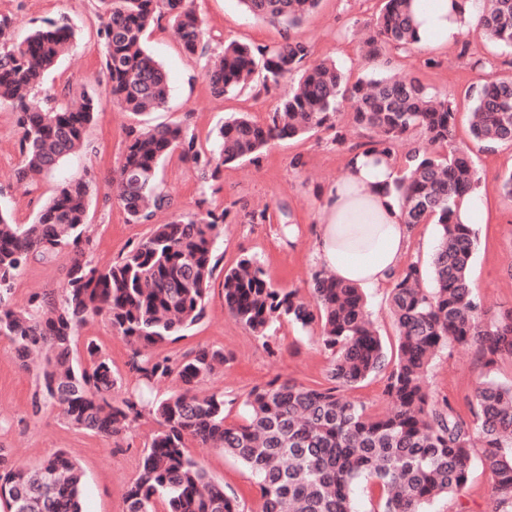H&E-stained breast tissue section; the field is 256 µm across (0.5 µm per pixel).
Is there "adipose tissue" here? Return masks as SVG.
<instances>
[{"label":"adipose tissue","mask_w":512,"mask_h":512,"mask_svg":"<svg viewBox=\"0 0 512 512\" xmlns=\"http://www.w3.org/2000/svg\"><path fill=\"white\" fill-rule=\"evenodd\" d=\"M482 7V0H460L455 7L450 0H412L420 46L453 43L460 27ZM397 177L392 159L360 148L348 157L346 177L324 190L315 256L336 279L379 288L401 269L409 229Z\"/></svg>","instance_id":"obj_1"}]
</instances>
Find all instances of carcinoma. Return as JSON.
I'll return each instance as SVG.
<instances>
[{"mask_svg":"<svg viewBox=\"0 0 512 512\" xmlns=\"http://www.w3.org/2000/svg\"><path fill=\"white\" fill-rule=\"evenodd\" d=\"M382 2L363 49L371 72L351 83L335 61L311 60L310 47L300 41L271 49L231 41L208 56L194 0H99L106 89L134 116L168 101V73L144 42L147 29L163 19L186 55L205 59L203 77L216 97L241 91L257 73L266 89L301 73L297 89L268 123L233 116L219 126L212 151L179 122L129 128L112 180L127 222L151 229L107 267L86 258L91 182L59 184L28 224L14 223L0 209V337L25 368L33 351H46L33 415L55 407L65 425L108 438L121 436L147 414L158 424L125 493L126 512H157L159 501L165 512H244L186 452L190 440L220 448L250 471L259 512H354L352 495L362 481L378 491L371 512H426V505L462 489L477 451L495 475L494 512H512V383L483 381L469 402V420L448 398L432 399L425 386L433 358L454 344L476 347L487 366L512 360V308L490 316L472 294L476 235L457 212L481 176L466 150L453 145L452 102L416 77L376 75L394 53L418 41L409 0ZM239 3L256 19L292 28L318 0ZM475 23L512 52V0H492ZM74 39L69 23L49 20L17 43L8 20H0V105L10 108L18 129L21 181L46 177L80 152L97 117L98 96L84 86L61 91L79 97L75 107L38 95ZM344 103L353 124L367 133L366 146L397 165V144L410 129L420 128L427 137L425 149L406 158L396 189L409 228L431 221L437 226L428 270L433 287H423L416 262L393 281L397 348L384 386L389 409L371 415L346 395L390 364L362 289L316 270L312 301L305 302L295 291L275 287L258 261L245 255L224 271L225 308L267 347L272 328L284 322L314 335L329 354L328 384L286 379L255 387L246 394L241 421L228 423L224 393L198 394L229 361L224 349L204 346L174 358L150 350L176 341L204 318L221 261L216 244L231 223V209L212 208L203 199L195 213L174 212L168 222L154 223L157 212L172 208L159 168L176 154L201 178L216 180L224 166L255 160L277 140L336 128ZM469 128L489 150L512 144V80L489 77L476 88ZM62 252L70 255L62 298L34 293L24 305L14 304L18 275L32 261H51ZM98 316L133 346L130 365L141 387L121 397L113 396L119 378L101 348L90 341L86 358H76L79 329ZM167 379L177 383L176 392L153 401L143 397L142 388ZM9 455L0 448V501L8 512H82V471L68 453L59 450L31 469L11 465Z\"/></svg>","mask_w":512,"mask_h":512,"instance_id":"1","label":"carcinoma"}]
</instances>
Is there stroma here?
<instances>
[{"label":"stroma","mask_w":512,"mask_h":512,"mask_svg":"<svg viewBox=\"0 0 512 512\" xmlns=\"http://www.w3.org/2000/svg\"><path fill=\"white\" fill-rule=\"evenodd\" d=\"M195 6L205 20L211 52H220L230 40L271 48L290 38L311 47L313 58L333 59L345 74L356 78L365 72L359 37L379 2L320 0L314 12L292 29L254 19L238 0H195ZM97 9V0H0V19L8 18L19 38L48 20L70 23L76 38L46 86L58 91L68 84L84 85L95 89L100 100L97 118L87 134L88 154L69 159L33 185L19 183L16 178L19 135L10 111L0 109V208L11 211L17 223L27 224L60 182L92 178V249L88 258L94 265L105 267L130 243L145 237L150 227L127 223L122 209L108 197L109 180L124 148L126 132L137 120L114 106L105 91ZM146 44L164 63L171 80L168 103L149 115L150 124L183 123L207 149L215 148L217 129L226 118L246 113L257 122H268L284 94L280 88L264 90L256 78L240 92L214 97L202 76V60L182 53L168 23L151 27ZM388 72L395 77H417L455 104V141L469 144L483 182L478 197L484 218L474 227L477 245L469 271L471 285L485 308L497 311L512 307V201L498 190L501 177L512 172V145L484 150L471 143L468 129L473 90L489 75L512 78V53L467 24L449 46L414 48L395 55ZM366 140L364 131L344 115L337 130L275 142L256 160L225 166L218 180L204 181L175 156L163 163L159 179L173 198L175 211L196 212L198 201L204 199L211 206L228 207L236 213L235 223L225 225L218 244L222 270L250 255L276 287L296 290L305 297L311 274L318 267L314 241L320 193L344 177L348 155ZM263 208L268 209L270 222L249 223V213ZM286 211L291 213L295 227L283 233L279 225ZM68 263L65 254L49 263H31L16 280L15 303L23 304L36 292L62 291ZM222 281L221 274L215 275L205 317L160 353L175 357L204 345L224 350L228 362L204 388L223 392L227 422L240 419L242 401L249 390L273 379H293L306 385L324 382L329 358L310 334L285 323L276 327L269 345H262L225 309ZM78 341L95 342L108 354L121 389L137 386L130 368L132 349L113 335L105 318H94L82 326ZM488 378L511 382L512 361L504 359L488 367L475 348L456 346L434 358L426 386L433 397H448L464 413L479 383ZM35 381V369L19 366L10 343L0 338V446L10 450L13 462L20 467L33 466L55 451H66L82 469L86 512H125V491L156 428L153 418L142 417L122 437L112 440L74 430L63 424L58 409L47 407L40 414L32 413ZM188 452L223 484L227 495L244 504L245 512H257L259 494L247 469L221 449L194 441ZM494 486V474L480 458H473L466 487L454 497L433 501L428 512H491Z\"/></svg>","instance_id":"35a3bbf8"}]
</instances>
